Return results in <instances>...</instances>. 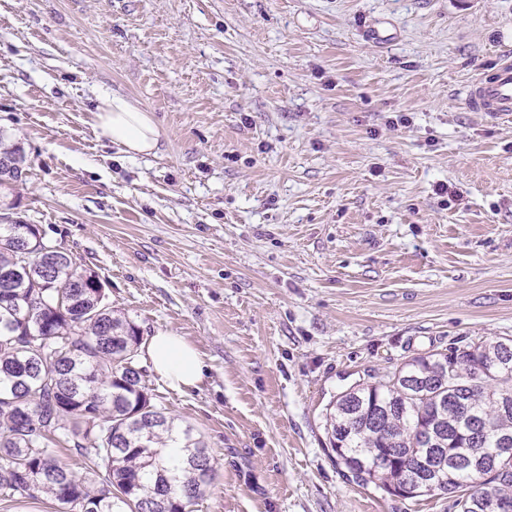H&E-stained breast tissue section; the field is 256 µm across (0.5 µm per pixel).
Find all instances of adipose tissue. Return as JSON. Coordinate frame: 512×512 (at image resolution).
<instances>
[{
  "instance_id": "ef3b65f1",
  "label": "adipose tissue",
  "mask_w": 512,
  "mask_h": 512,
  "mask_svg": "<svg viewBox=\"0 0 512 512\" xmlns=\"http://www.w3.org/2000/svg\"><path fill=\"white\" fill-rule=\"evenodd\" d=\"M97 127L104 137L119 145L123 153L155 151L159 130L151 116L119 95H103L97 106ZM146 352L153 371L176 391L198 387L204 364L192 344L169 332L152 336Z\"/></svg>"
}]
</instances>
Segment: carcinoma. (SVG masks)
I'll use <instances>...</instances> for the list:
<instances>
[{
	"label": "carcinoma",
	"mask_w": 512,
	"mask_h": 512,
	"mask_svg": "<svg viewBox=\"0 0 512 512\" xmlns=\"http://www.w3.org/2000/svg\"><path fill=\"white\" fill-rule=\"evenodd\" d=\"M40 229L0 224V501L64 512H193L215 458L153 401L139 328ZM336 465L360 485L461 512H512V339L415 356L340 393L325 413ZM187 450L172 461L169 444ZM83 459L77 475L59 455ZM8 504L0 503V512H59L57 503L46 497L19 498L16 502Z\"/></svg>",
	"instance_id": "carcinoma-1"
}]
</instances>
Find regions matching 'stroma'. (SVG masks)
Segmentation results:
<instances>
[{
    "instance_id": "1",
    "label": "stroma",
    "mask_w": 512,
    "mask_h": 512,
    "mask_svg": "<svg viewBox=\"0 0 512 512\" xmlns=\"http://www.w3.org/2000/svg\"><path fill=\"white\" fill-rule=\"evenodd\" d=\"M506 52L512 0H0V134L27 156L0 209L143 339L198 351V388L145 376L216 458L194 512H461L344 477L324 414L512 337V119L466 102ZM112 93L149 112L153 154L99 135Z\"/></svg>"
}]
</instances>
